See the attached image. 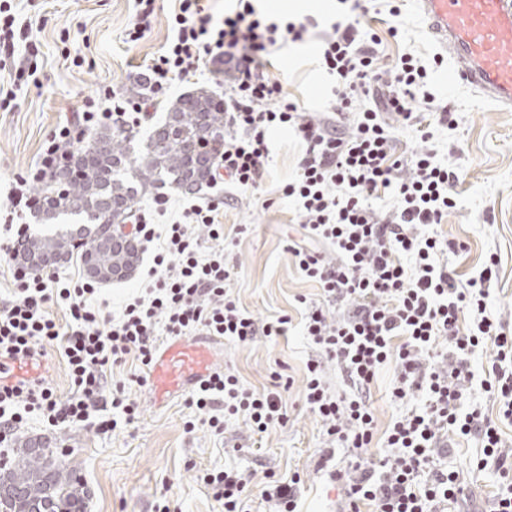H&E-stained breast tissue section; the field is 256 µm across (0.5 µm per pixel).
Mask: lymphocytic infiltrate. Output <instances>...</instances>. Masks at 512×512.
<instances>
[{
    "instance_id": "lymphocytic-infiltrate-1",
    "label": "lymphocytic infiltrate",
    "mask_w": 512,
    "mask_h": 512,
    "mask_svg": "<svg viewBox=\"0 0 512 512\" xmlns=\"http://www.w3.org/2000/svg\"><path fill=\"white\" fill-rule=\"evenodd\" d=\"M171 16L172 37L166 50L147 67L148 98L112 97L111 86L84 100L79 124L140 125L149 101L166 95L175 81L209 66L223 71L230 85L224 93V147L213 179L235 188H259L268 175L270 134L295 133L301 155L295 175L282 195L295 207L303 238L288 251L296 268L322 290L306 303L302 330L319 352L306 363L305 398L317 416L327 451L371 447L374 413L371 387L378 370L394 363L393 400L421 398L387 429L384 454L331 470L341 482L348 512L372 503L377 512H445L447 504H468L470 491L462 473L443 467L454 436L478 441L477 469H497L502 482L494 512H512V447L499 425L512 421V336L486 313L491 268L464 275L449 266V254L464 251L435 232L456 200L452 193L459 170L439 159L431 141L432 125L456 129L454 110L438 103L419 57L402 54L394 65L381 62V37L361 19L331 23L321 40V69L334 77L336 89L329 115L300 111L268 72L271 48L301 43L319 27L311 15L279 24L268 20L254 0H236L215 18L203 0H177ZM14 0H0V105L16 98V81L35 76L36 55L16 59L15 46L26 32L16 24ZM432 112L422 119L416 104ZM412 130L417 140L409 155L396 154V128ZM69 125L58 126L44 141L38 161L17 179L8 195L5 221L14 228L0 255L10 263L16 289L0 304V357L30 364L33 374L0 383V438L36 417L52 426L94 423L101 434L116 430L110 409L133 421L138 406L125 384L108 385L112 365L135 355L150 366L157 334L187 336L202 332L240 344L256 337L285 335L288 316L261 322L240 307L231 284L233 265L218 245L224 226L215 202L192 204L165 226L170 200L155 197L148 212L137 213L131 236L151 256L141 274L140 295L127 299L118 316L102 315L90 299L96 285L86 279L41 276L17 263L28 237L25 217L33 210V185L65 163L71 146ZM390 193L389 210L371 201ZM207 228L216 246L204 251L190 230ZM65 311L56 321L51 308ZM58 348L65 359L72 393L59 398L41 374V348ZM488 354L485 379H476L471 359ZM335 363L347 389L336 394L323 375L324 362ZM481 386L497 405L496 415L470 405L473 386ZM207 414L214 433L231 418H243L254 434L287 422L279 388L258 392L243 388L232 373L216 370L203 379L188 400ZM224 512H250L252 493L237 472L206 474Z\"/></svg>"
}]
</instances>
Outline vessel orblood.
<instances>
[{"label":"vessel or blood","instance_id":"1","mask_svg":"<svg viewBox=\"0 0 512 512\" xmlns=\"http://www.w3.org/2000/svg\"><path fill=\"white\" fill-rule=\"evenodd\" d=\"M431 33L452 59L441 80L465 83L512 109V0H419ZM212 342L172 339L150 370L154 399L164 403L213 368Z\"/></svg>","mask_w":512,"mask_h":512}]
</instances>
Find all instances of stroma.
Returning <instances> with one entry per match:
<instances>
[{"label":"stroma","mask_w":512,"mask_h":512,"mask_svg":"<svg viewBox=\"0 0 512 512\" xmlns=\"http://www.w3.org/2000/svg\"><path fill=\"white\" fill-rule=\"evenodd\" d=\"M260 5L269 18L283 22L307 14L339 18L345 11L337 0H261ZM173 6V0H156L153 23L134 45L126 41L132 0H32L19 9L18 21L30 25L38 50V73L36 80L22 81L12 109H0V204L6 203L19 175L34 166L47 135L101 85H111L120 99L140 97L137 81L165 49ZM398 23L395 39L386 36L384 22L372 23L384 36L385 63L414 53L427 64L432 85H440L441 70L433 61L443 52L429 34L417 0H403ZM320 44L315 30L304 43L275 48L271 56L270 74L304 112L325 111L333 99L336 81L318 65ZM199 88L223 95V74L205 69L175 82L167 96L152 103L149 119L132 128V135L146 137L179 96ZM447 102L459 126L435 127L434 142L440 157L459 166L462 177L454 190L457 205L437 230L465 243L463 254L448 258L461 271L480 272L488 259H495L487 314L512 333V110L463 84L448 87ZM298 157L293 134L273 131L268 177L259 189L238 192L236 203L219 214L226 232L238 225L246 228L231 252L237 266L234 290L242 308L261 321L286 314L293 324L287 337L275 341L261 338L243 345L220 340L214 366L234 372L244 388L255 391L270 386L274 375L291 378L285 394L288 423L269 428L258 441L238 418L218 435L189 407L187 393L158 405L150 386L130 383L128 396L137 403L138 414L112 434H100L89 424H31L18 430L15 440L34 439L62 452L67 468L89 491L88 512H221L202 477L225 469L238 471L247 481L253 512H266L261 492L270 481L295 473L302 479L300 512H342L340 485L317 467L321 426L304 398L306 363L315 350L301 333L302 302L319 300L320 290L303 277L288 251L296 219L281 188ZM394 376L395 367L389 364L375 382L381 432L405 410L390 397ZM479 454L475 440L460 441L450 464L467 472L482 508L492 502L499 476L490 468L475 469Z\"/></svg>","instance_id":"35a3bbf8"}]
</instances>
